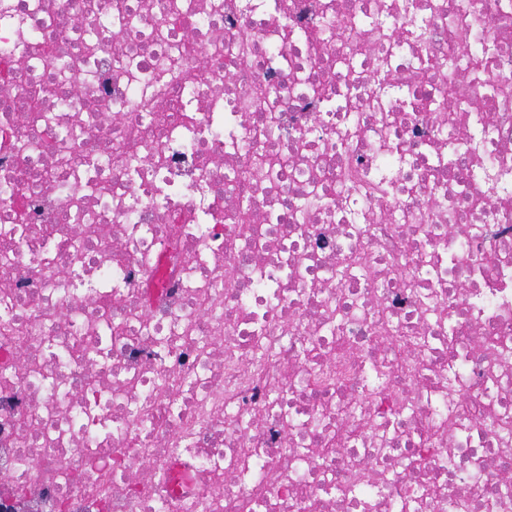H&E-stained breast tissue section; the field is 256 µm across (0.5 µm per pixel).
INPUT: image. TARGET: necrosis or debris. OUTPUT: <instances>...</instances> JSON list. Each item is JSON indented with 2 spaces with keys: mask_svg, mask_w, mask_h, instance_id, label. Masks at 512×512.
<instances>
[{
  "mask_svg": "<svg viewBox=\"0 0 512 512\" xmlns=\"http://www.w3.org/2000/svg\"><path fill=\"white\" fill-rule=\"evenodd\" d=\"M2 66L0 512H512V0H0Z\"/></svg>",
  "mask_w": 512,
  "mask_h": 512,
  "instance_id": "4bbe7bcc",
  "label": "necrosis or debris"
}]
</instances>
